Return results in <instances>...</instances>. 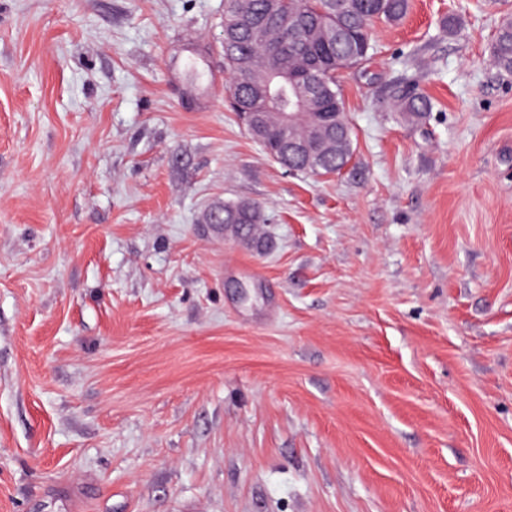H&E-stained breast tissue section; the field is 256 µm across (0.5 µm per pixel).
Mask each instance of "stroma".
I'll return each mask as SVG.
<instances>
[{"label": "stroma", "mask_w": 512, "mask_h": 512, "mask_svg": "<svg viewBox=\"0 0 512 512\" xmlns=\"http://www.w3.org/2000/svg\"><path fill=\"white\" fill-rule=\"evenodd\" d=\"M508 18L377 23L317 178L228 110L224 0H0V512H512ZM491 62L503 76H512V20H504L491 46ZM394 106L398 112H403L407 117L415 120H420L427 112H431L429 101L413 88L398 96ZM240 203L248 204V208L246 209H236L237 205ZM224 209L226 212V220L228 219V214L234 211L236 214V218L234 220H227V224H248L247 228L255 232L256 224H263V215L261 206L254 202L248 200H241L237 202H225Z\"/></svg>", "instance_id": "obj_1"}]
</instances>
